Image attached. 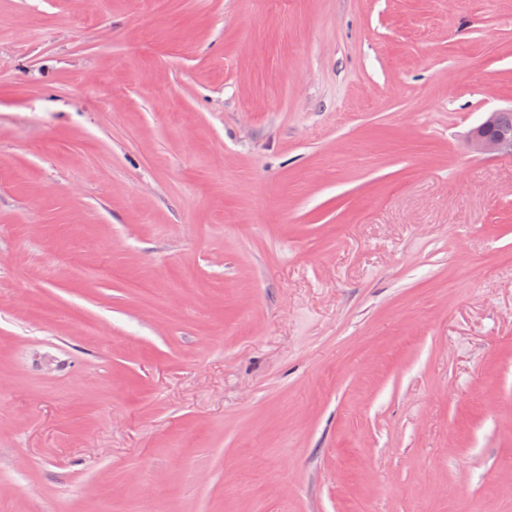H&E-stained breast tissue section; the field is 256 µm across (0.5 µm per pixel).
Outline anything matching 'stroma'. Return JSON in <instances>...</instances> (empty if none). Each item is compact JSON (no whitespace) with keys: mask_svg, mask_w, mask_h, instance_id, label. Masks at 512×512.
<instances>
[{"mask_svg":"<svg viewBox=\"0 0 512 512\" xmlns=\"http://www.w3.org/2000/svg\"><path fill=\"white\" fill-rule=\"evenodd\" d=\"M512 0H0V512H512ZM501 112L504 113V124L512 128L511 108ZM501 112H491L488 117L471 132L470 146L475 153L480 155H512V130L497 128V120Z\"/></svg>","mask_w":512,"mask_h":512,"instance_id":"obj_1","label":"stroma"}]
</instances>
